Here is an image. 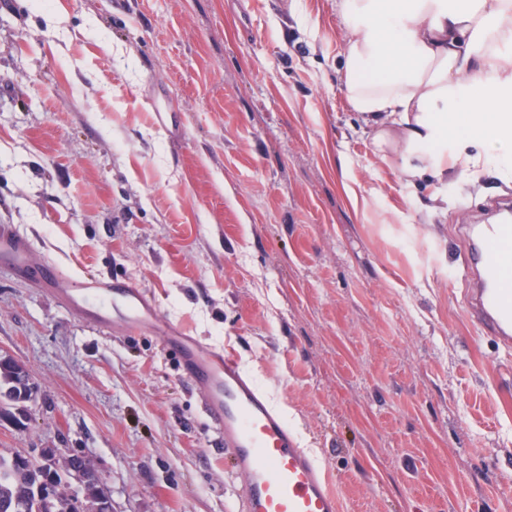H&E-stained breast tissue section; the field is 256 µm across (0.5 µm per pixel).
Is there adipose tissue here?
I'll list each match as a JSON object with an SVG mask.
<instances>
[{"label": "adipose tissue", "mask_w": 512, "mask_h": 512, "mask_svg": "<svg viewBox=\"0 0 512 512\" xmlns=\"http://www.w3.org/2000/svg\"><path fill=\"white\" fill-rule=\"evenodd\" d=\"M340 89L402 181H512V0H336Z\"/></svg>", "instance_id": "adipose-tissue-1"}]
</instances>
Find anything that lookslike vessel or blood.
<instances>
[{"label":"vessel or blood","mask_w":512,"mask_h":512,"mask_svg":"<svg viewBox=\"0 0 512 512\" xmlns=\"http://www.w3.org/2000/svg\"><path fill=\"white\" fill-rule=\"evenodd\" d=\"M31 242L0 224V264L41 285L74 316L101 326L152 331L182 362L185 380L200 389L205 411L224 434V447L243 478L244 512H338L323 470L299 447L281 416L240 369L232 352H219L181 327L161 321L155 296L131 281L78 279L59 267L36 268ZM476 251L491 288H478L469 308L500 346L512 349V223L481 225Z\"/></svg>","instance_id":"1"}]
</instances>
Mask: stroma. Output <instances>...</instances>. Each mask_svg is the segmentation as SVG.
<instances>
[{
  "mask_svg": "<svg viewBox=\"0 0 512 512\" xmlns=\"http://www.w3.org/2000/svg\"><path fill=\"white\" fill-rule=\"evenodd\" d=\"M343 40L334 0H0V224L233 349L339 512H512V354L470 314L464 235L512 185L426 211L339 88ZM0 349L34 391L0 453L85 455L112 512H239L153 334L0 264Z\"/></svg>",
  "mask_w": 512,
  "mask_h": 512,
  "instance_id": "stroma-1",
  "label": "stroma"
}]
</instances>
